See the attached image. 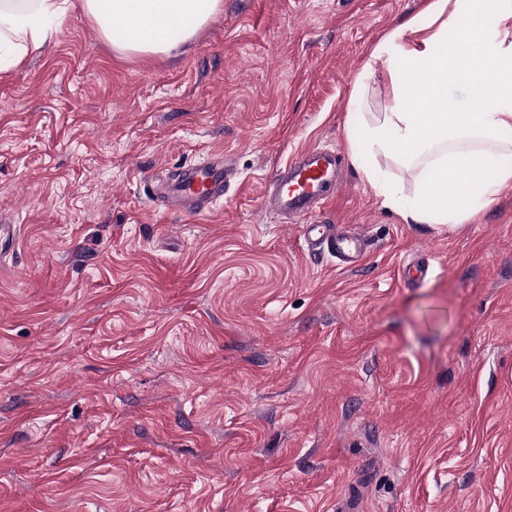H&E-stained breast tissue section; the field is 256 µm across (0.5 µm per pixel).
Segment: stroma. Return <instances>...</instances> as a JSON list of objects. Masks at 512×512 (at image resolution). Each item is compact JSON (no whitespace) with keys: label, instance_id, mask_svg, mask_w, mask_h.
<instances>
[{"label":"stroma","instance_id":"obj_1","mask_svg":"<svg viewBox=\"0 0 512 512\" xmlns=\"http://www.w3.org/2000/svg\"><path fill=\"white\" fill-rule=\"evenodd\" d=\"M427 3L223 0L139 55L71 0L0 67V512H512V186L412 224L348 138L351 101L385 103L362 65ZM312 145L355 268L261 210ZM219 151L242 183L213 213L149 200Z\"/></svg>","mask_w":512,"mask_h":512}]
</instances>
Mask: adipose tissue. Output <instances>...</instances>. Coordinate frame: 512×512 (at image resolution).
<instances>
[{
    "mask_svg": "<svg viewBox=\"0 0 512 512\" xmlns=\"http://www.w3.org/2000/svg\"><path fill=\"white\" fill-rule=\"evenodd\" d=\"M222 0H84L104 38L121 52L168 54L191 41ZM69 0H0V54L21 60L53 36ZM494 19V30L481 24ZM387 100L356 110L354 155L385 197L382 164L413 171L416 191L401 215L415 224H464L512 183V0H429L418 16L388 32ZM465 83L480 110L452 94Z\"/></svg>",
    "mask_w": 512,
    "mask_h": 512,
    "instance_id": "ef3b65f1",
    "label": "adipose tissue"
}]
</instances>
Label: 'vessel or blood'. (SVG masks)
<instances>
[{
	"label": "vessel or blood",
	"mask_w": 512,
	"mask_h": 512,
	"mask_svg": "<svg viewBox=\"0 0 512 512\" xmlns=\"http://www.w3.org/2000/svg\"><path fill=\"white\" fill-rule=\"evenodd\" d=\"M340 167L336 151L319 146L304 148L266 186L261 207L301 225L302 235L314 251L336 257L339 266L348 269L366 256L367 235L353 228L342 231L332 224L309 221L317 208L326 206L341 190ZM236 184L237 172L221 154L186 166L171 177L147 181L148 192L157 205L190 215L212 212Z\"/></svg>",
	"instance_id": "1"
}]
</instances>
